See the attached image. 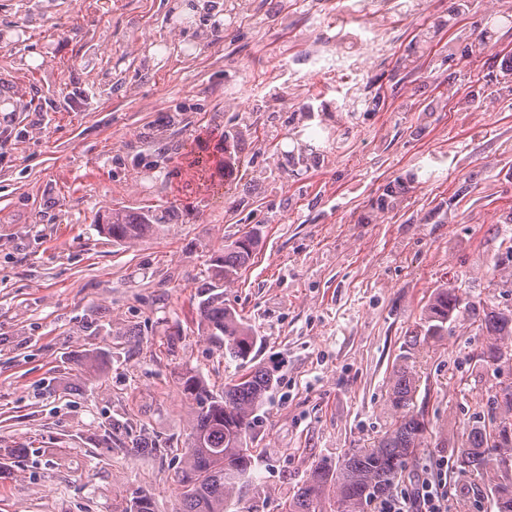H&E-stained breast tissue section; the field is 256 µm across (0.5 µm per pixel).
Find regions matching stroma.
<instances>
[{
    "mask_svg": "<svg viewBox=\"0 0 512 512\" xmlns=\"http://www.w3.org/2000/svg\"><path fill=\"white\" fill-rule=\"evenodd\" d=\"M174 0H0V82L35 89L0 121V512H123L134 492L178 512L176 472L193 417L181 378L214 390L241 371L199 323L210 259L257 230L254 258L223 288L273 376L259 411L251 489L227 512H285L320 462L368 448L391 417L403 364L429 429L396 491L449 462L450 512H495L512 466L461 472L460 433L512 363L477 358L485 307L512 311V94L496 92L512 0H248L229 30L183 23ZM435 30L419 69L399 62ZM377 33L345 74L313 76L308 53L342 30ZM490 30L487 51L465 38ZM289 94L265 108L269 92ZM378 107L352 106L356 89ZM481 93L454 108L449 91ZM310 113H302V106ZM433 108L420 124L423 108ZM318 164L288 165L286 143ZM226 141L225 170L198 173L189 147ZM174 208L172 223L116 244L112 210ZM443 288L473 311L441 335L414 329ZM161 448L133 458L122 436Z\"/></svg>",
    "mask_w": 512,
    "mask_h": 512,
    "instance_id": "35a3bbf8",
    "label": "stroma"
}]
</instances>
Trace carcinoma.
<instances>
[{"mask_svg":"<svg viewBox=\"0 0 512 512\" xmlns=\"http://www.w3.org/2000/svg\"><path fill=\"white\" fill-rule=\"evenodd\" d=\"M432 50L429 33L417 35L414 53L401 59V67L413 70L417 61ZM170 219L144 212H115L104 231L114 243L137 239L156 224H168ZM257 246V238L246 233L224 247V255L211 264L206 298L196 309L198 320L208 336L218 345L224 356L244 367V372L233 382L224 385V392L214 394L202 375L195 371L184 374V394L195 404L191 421L189 444L185 449L182 466L177 471L180 486V512H226L227 503L234 495L248 491L247 478L253 469L248 442L258 427V410L272 385L270 372L251 365L257 337L251 327L238 314L224 306L223 295L216 289L234 279L249 263ZM471 308L453 288H444L437 294L424 317V335L437 336L448 323V316ZM481 328L487 342L481 350L480 360L497 364L512 359L502 341L512 336V312L493 308L484 311ZM415 384L405 370L393 378L390 403L395 411L391 427L371 448H350L339 467L327 464L314 466L307 480L294 492L289 512H322L320 506L328 502L330 512H365L366 507L385 496L405 470L409 459L415 456L424 442L428 422L423 413L411 407ZM492 408L504 407L510 415L498 418L492 428L476 422L461 437L459 466L463 470L487 472L498 469L512 460V384L499 386L489 397ZM130 456L141 457L162 453L136 439L125 446ZM496 512H512V485L494 487ZM125 512H154L152 498L137 493Z\"/></svg>","mask_w":512,"mask_h":512,"instance_id":"cac0c4a2","label":"carcinoma"}]
</instances>
